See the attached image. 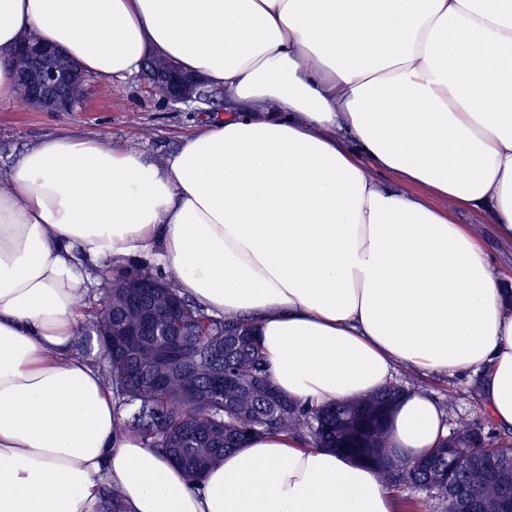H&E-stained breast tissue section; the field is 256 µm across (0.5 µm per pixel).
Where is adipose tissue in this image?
Returning a JSON list of instances; mask_svg holds the SVG:
<instances>
[{"label": "adipose tissue", "instance_id": "ef3b65f1", "mask_svg": "<svg viewBox=\"0 0 512 512\" xmlns=\"http://www.w3.org/2000/svg\"><path fill=\"white\" fill-rule=\"evenodd\" d=\"M26 38L101 82L175 60L224 109L156 163L60 135L0 177V512H397L377 470L282 433L192 483L137 437L76 305V255L138 257L212 316L254 322L277 389L319 407L400 368L482 379L512 429V307L477 235L512 243V0H0V104ZM395 182L382 183L378 172ZM394 451L448 433L400 399Z\"/></svg>", "mask_w": 512, "mask_h": 512}]
</instances>
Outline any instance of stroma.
Returning a JSON list of instances; mask_svg holds the SVG:
<instances>
[{
  "instance_id": "1",
  "label": "stroma",
  "mask_w": 512,
  "mask_h": 512,
  "mask_svg": "<svg viewBox=\"0 0 512 512\" xmlns=\"http://www.w3.org/2000/svg\"><path fill=\"white\" fill-rule=\"evenodd\" d=\"M205 119L198 105H172L153 99L142 76L119 83L90 80L88 91L70 112H48L21 101L0 105V172L8 171L38 142L57 135L100 133L113 144L141 150L159 161L176 150L183 137L198 130ZM457 223L471 226L486 248L504 287L512 289V244L503 241L483 214L462 208ZM471 379L430 375L419 388L443 407L447 418L480 422L485 432L495 429L482 403L472 400Z\"/></svg>"
}]
</instances>
